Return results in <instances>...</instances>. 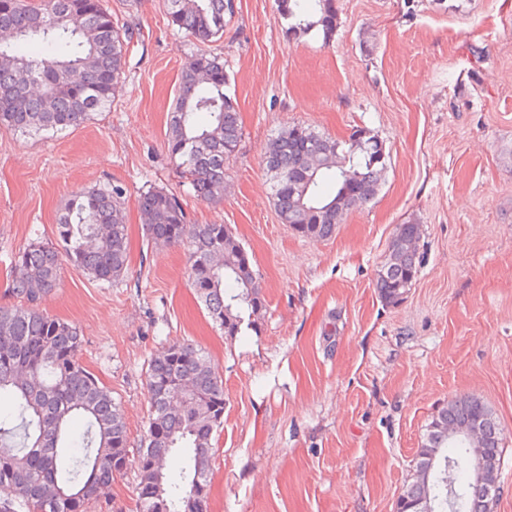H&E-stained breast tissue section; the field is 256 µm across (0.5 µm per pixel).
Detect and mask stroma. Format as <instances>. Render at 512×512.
I'll list each match as a JSON object with an SVG mask.
<instances>
[{
	"label": "stroma",
	"mask_w": 512,
	"mask_h": 512,
	"mask_svg": "<svg viewBox=\"0 0 512 512\" xmlns=\"http://www.w3.org/2000/svg\"><path fill=\"white\" fill-rule=\"evenodd\" d=\"M132 34L112 108L66 133L0 129V307L10 271L53 242L72 195L125 187L128 271L112 283L64 265L40 306L76 325L80 363L121 406L131 442L149 421L146 370L195 341L224 381L210 512H395L433 413L479 397L504 438L498 512H512V0H336L339 26L292 38L275 0H235L226 94L243 137L218 203L197 200L167 150L168 114L198 48L167 0H107ZM302 125L348 141L366 128L387 168L335 236L281 224L263 157ZM176 194L194 223L226 224L259 271L257 330L230 339L189 288L182 248L148 242L138 197ZM420 227L417 279L389 304L375 288L398 228ZM135 466L89 512H136Z\"/></svg>",
	"instance_id": "stroma-1"
}]
</instances>
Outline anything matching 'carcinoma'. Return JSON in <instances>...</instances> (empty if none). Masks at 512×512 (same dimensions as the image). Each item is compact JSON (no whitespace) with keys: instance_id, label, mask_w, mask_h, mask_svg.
<instances>
[{"instance_id":"obj_1","label":"carcinoma","mask_w":512,"mask_h":512,"mask_svg":"<svg viewBox=\"0 0 512 512\" xmlns=\"http://www.w3.org/2000/svg\"><path fill=\"white\" fill-rule=\"evenodd\" d=\"M0 7V128L63 133L107 112L124 75L130 35L106 0H8ZM292 21L288 35L338 25L335 0H276ZM171 24L199 42L181 72L171 112L168 152L203 202L224 200V163L241 138L237 103L224 93L222 56L208 49L224 36L231 0H168ZM383 144L370 130L348 143L293 125L268 143L264 164L280 223L298 236L329 239L345 215L376 197L386 170ZM124 189L93 188L64 209L59 243L35 242L19 253L12 291L28 305L0 309V512H46L41 488L62 491L57 512H86L96 491L129 464L130 439L112 392L76 354L77 328L38 307L57 284L63 262L112 283L129 261ZM147 237L186 246V275L208 316L234 338L265 306L261 277L226 224H192L181 199L152 188L139 196ZM419 225L402 224L376 288L396 303L419 272ZM150 421L137 458V512H209L213 441L224 426V382L202 350L173 342L146 371ZM480 422L483 453L503 454L501 429L476 396H456L431 416L413 466H432L427 483L407 481L396 512H484V487L471 479L468 449L448 444V428Z\"/></svg>"}]
</instances>
